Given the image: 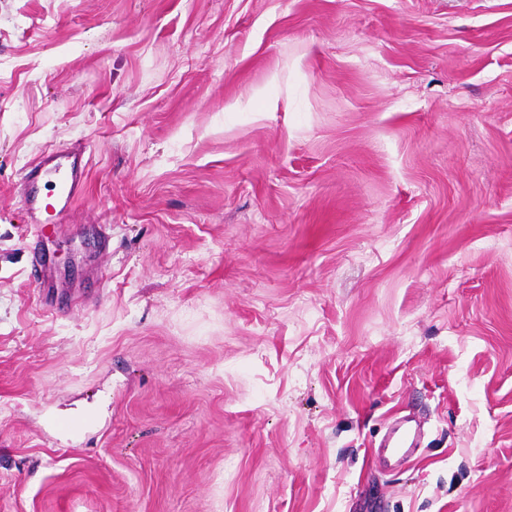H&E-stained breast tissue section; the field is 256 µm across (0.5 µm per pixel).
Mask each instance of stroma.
<instances>
[{"mask_svg": "<svg viewBox=\"0 0 512 512\" xmlns=\"http://www.w3.org/2000/svg\"><path fill=\"white\" fill-rule=\"evenodd\" d=\"M0 512H512V0H0ZM57 152H47L34 166L26 186L25 202L29 210L37 211L41 205L39 183L43 178L54 182L60 189L63 206L66 207L83 191V178L80 168L67 166Z\"/></svg>", "mask_w": 512, "mask_h": 512, "instance_id": "35a3bbf8", "label": "stroma"}]
</instances>
